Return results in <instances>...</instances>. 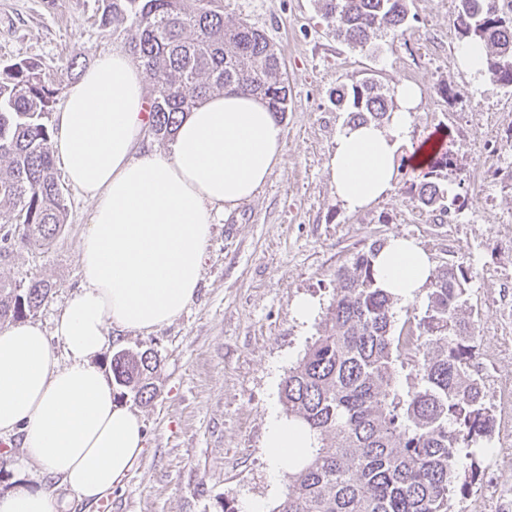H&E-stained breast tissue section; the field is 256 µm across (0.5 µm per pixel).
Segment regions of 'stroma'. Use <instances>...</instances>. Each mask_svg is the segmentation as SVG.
I'll return each instance as SVG.
<instances>
[{"instance_id": "stroma-1", "label": "stroma", "mask_w": 512, "mask_h": 512, "mask_svg": "<svg viewBox=\"0 0 512 512\" xmlns=\"http://www.w3.org/2000/svg\"><path fill=\"white\" fill-rule=\"evenodd\" d=\"M455 0H409L408 25L355 48L337 41L316 0H224L225 15L261 31L280 50L288 110L280 123L282 160L250 200L212 227L198 295L172 324L141 336L109 331L97 359L110 372L113 353L152 349L158 395L148 405L122 397L144 424L145 450L108 495L111 512H266L287 490L263 448L271 416H285L281 384L317 336L336 289L335 274L372 242L415 239L435 266L467 277L465 314L475 327L470 362L490 396L512 378V87L477 84L461 69L452 26ZM101 0H0V67L21 59L49 72L76 56L92 65L122 47L97 22ZM406 80L423 94L414 144L449 146L457 164L446 184L469 205L445 221L421 207L404 183L359 211L343 208L332 187L330 155L347 114L335 104L343 82ZM67 218L45 249L20 248L0 259V277L53 283L28 321L53 334L71 292L93 204L64 184ZM310 297L307 321L293 312ZM484 459L488 479L459 503L460 512H512V414L497 412ZM21 439L0 437V492L42 482Z\"/></svg>"}]
</instances>
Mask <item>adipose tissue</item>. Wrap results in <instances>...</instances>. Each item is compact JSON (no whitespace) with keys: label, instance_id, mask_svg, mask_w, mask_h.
Returning a JSON list of instances; mask_svg holds the SVG:
<instances>
[{"label":"adipose tissue","instance_id":"obj_1","mask_svg":"<svg viewBox=\"0 0 512 512\" xmlns=\"http://www.w3.org/2000/svg\"><path fill=\"white\" fill-rule=\"evenodd\" d=\"M394 97L385 125H347L336 135L331 181L347 211L396 186L421 92L402 81ZM148 102L143 68L116 49L69 86L56 115L54 148L70 183L94 205L78 250L83 287L53 335L33 324L0 329V437L21 436L26 458L46 476L1 494L0 512H57L61 487L95 503L121 483L145 438L93 362L105 334L147 335L178 319L197 295L215 215L254 197L281 160L284 130L253 95H208L164 153L142 144ZM373 268L381 287L406 300L427 287L433 263L414 240L394 237ZM313 445L300 422L271 418L264 446L274 471Z\"/></svg>","mask_w":512,"mask_h":512}]
</instances>
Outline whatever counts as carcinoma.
I'll return each mask as SVG.
<instances>
[{
	"instance_id": "1",
	"label": "carcinoma",
	"mask_w": 512,
	"mask_h": 512,
	"mask_svg": "<svg viewBox=\"0 0 512 512\" xmlns=\"http://www.w3.org/2000/svg\"><path fill=\"white\" fill-rule=\"evenodd\" d=\"M408 0H321L329 32L366 46L401 34ZM99 26L123 25L124 49L146 70L148 134L172 136L182 116L205 96L237 88L261 98L275 114L288 110L279 49L245 21H227L224 0H102ZM453 27L460 39L483 41L486 71L512 86V9L503 0H457ZM68 61L54 77L21 59L0 69V257L20 247H49L66 224L55 171L50 119L57 86L79 78ZM350 122L389 119L394 90L373 80L344 83L336 103ZM453 166L450 151L430 157L428 171L410 181L422 206L441 216L468 199L445 203L439 180ZM373 243L352 267L336 272V294L318 336L288 371L281 397L288 418L304 424L316 445L288 465V487L271 512H456V503L485 477V443L497 425L495 406L470 365L473 324L461 317L467 278L446 266L432 273L423 314L395 328L397 298L375 278ZM52 285L0 279V323L35 313ZM157 356L120 351L115 383L140 402L157 396ZM415 372L417 385L397 390L396 364Z\"/></svg>"
}]
</instances>
